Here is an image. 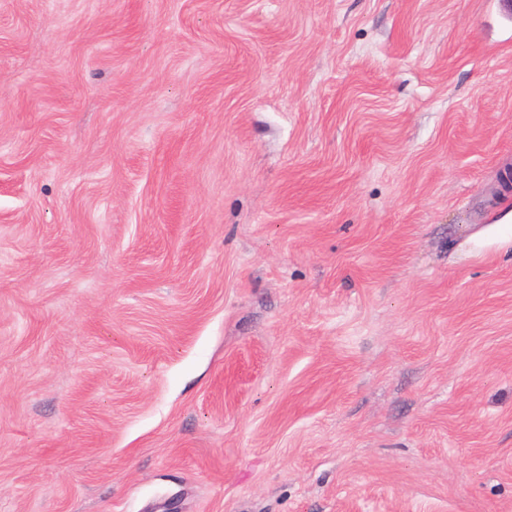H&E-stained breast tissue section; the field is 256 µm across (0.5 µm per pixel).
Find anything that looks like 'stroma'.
Here are the masks:
<instances>
[{
    "label": "stroma",
    "instance_id": "35a3bbf8",
    "mask_svg": "<svg viewBox=\"0 0 512 512\" xmlns=\"http://www.w3.org/2000/svg\"><path fill=\"white\" fill-rule=\"evenodd\" d=\"M501 0H0V512H512Z\"/></svg>",
    "mask_w": 512,
    "mask_h": 512
}]
</instances>
